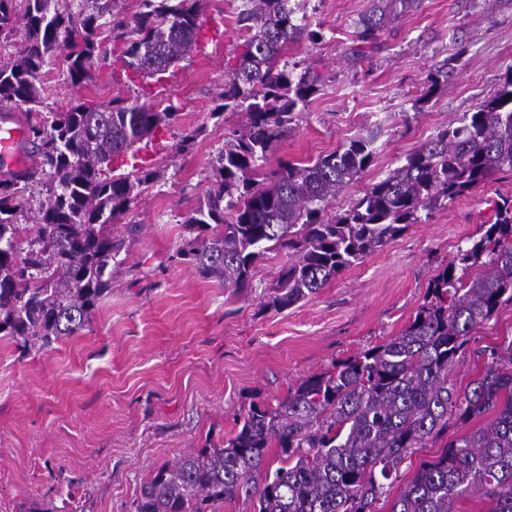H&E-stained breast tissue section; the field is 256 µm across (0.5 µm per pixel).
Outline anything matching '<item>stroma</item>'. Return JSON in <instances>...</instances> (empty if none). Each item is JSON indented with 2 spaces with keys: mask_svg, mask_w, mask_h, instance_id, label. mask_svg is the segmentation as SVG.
<instances>
[{
  "mask_svg": "<svg viewBox=\"0 0 512 512\" xmlns=\"http://www.w3.org/2000/svg\"><path fill=\"white\" fill-rule=\"evenodd\" d=\"M242 0H203L207 38L186 66L162 79H130L122 61L95 67L74 87L60 57L43 69V107L131 98L178 119L146 149L154 181L140 186L118 229L138 227L112 277V292L82 334L25 352L0 340V512H135L145 479L181 454L224 440L255 404H276L304 377L397 335L438 270L512 196V172L411 225L382 250L347 267L311 298L278 310L268 302L287 253L272 250L248 288H225L177 258L184 219L213 182L212 160L242 116L212 111L244 42ZM371 0H310L307 22L322 38L288 47L313 66L320 94L264 165L310 163L376 132L372 163L330 209L341 213L414 147L473 111L512 72V0H419L388 20L375 44L356 38ZM448 80L427 102L428 74ZM188 148H181V140ZM512 337V303L477 327L450 379L469 390L483 369L477 348Z\"/></svg>",
  "mask_w": 512,
  "mask_h": 512,
  "instance_id": "1",
  "label": "stroma"
}]
</instances>
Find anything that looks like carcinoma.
<instances>
[{"mask_svg":"<svg viewBox=\"0 0 512 512\" xmlns=\"http://www.w3.org/2000/svg\"><path fill=\"white\" fill-rule=\"evenodd\" d=\"M357 23L358 41L375 42L389 15L414 0H379ZM309 0H243L242 51L224 78L215 115L245 113V123L213 160L217 179L184 220L177 255L204 278L243 288L269 250L284 249L270 306L284 309L324 288L345 268L396 239L410 225L461 198L494 174L512 170V74L473 112L440 129L405 162L372 183L351 208L328 216L331 201L372 162L374 139H353L313 164L261 168L291 129L322 76L285 58L288 44L319 32L304 23ZM200 0H138L127 17L118 0H0V103L26 107L24 147L32 165L0 178V338L44 350L79 334L112 291V264L128 251L115 231L135 189L154 173L117 170L138 144L152 142L177 117L115 98L42 112L43 68L64 56L63 78L78 86L114 54L154 78L190 59L204 25ZM34 188L26 202L21 190ZM30 217L23 224L20 218ZM495 220L458 248L432 279L410 324L331 370L301 379L277 406L254 405L219 444L190 450L142 485L136 512H216L252 500L254 512H454L473 496L486 512H512V339L489 349L482 372L460 395L450 372L473 329L512 302V197L494 202ZM489 418L419 463L400 489L402 463L448 435ZM281 466L272 468L270 449Z\"/></svg>","mask_w":512,"mask_h":512,"instance_id":"cac0c4a2","label":"carcinoma"}]
</instances>
